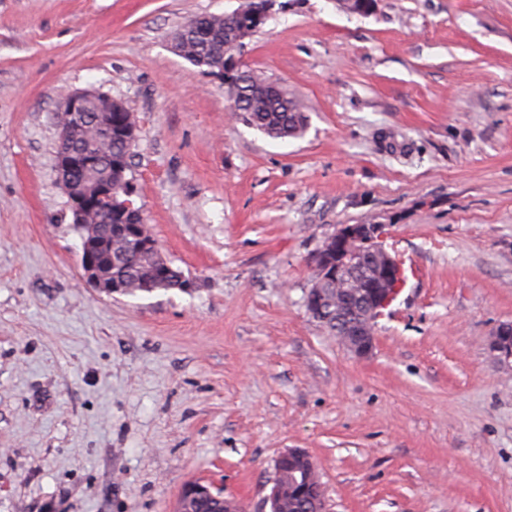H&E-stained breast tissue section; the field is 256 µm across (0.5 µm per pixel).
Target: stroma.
I'll return each instance as SVG.
<instances>
[{
  "label": "stroma",
  "mask_w": 512,
  "mask_h": 512,
  "mask_svg": "<svg viewBox=\"0 0 512 512\" xmlns=\"http://www.w3.org/2000/svg\"><path fill=\"white\" fill-rule=\"evenodd\" d=\"M246 2L0 0V512H177L192 480L269 512L289 448L329 512H512V0H277L238 60L303 100L286 140L171 47ZM64 88L133 114V201L190 290L84 278ZM343 224L407 271L363 358L305 306ZM492 348L503 363H512V324L502 325L495 332Z\"/></svg>",
  "instance_id": "35a3bbf8"
}]
</instances>
